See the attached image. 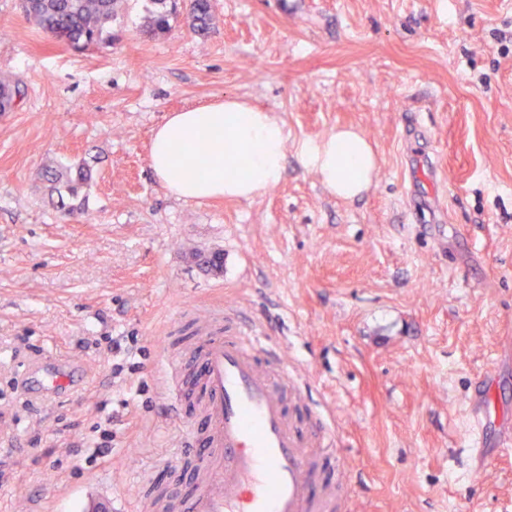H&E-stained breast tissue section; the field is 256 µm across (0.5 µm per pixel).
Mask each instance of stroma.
Returning <instances> with one entry per match:
<instances>
[{"instance_id": "stroma-1", "label": "stroma", "mask_w": 512, "mask_h": 512, "mask_svg": "<svg viewBox=\"0 0 512 512\" xmlns=\"http://www.w3.org/2000/svg\"><path fill=\"white\" fill-rule=\"evenodd\" d=\"M213 5L208 34L182 2L150 38L144 0H127L114 40L79 53L0 0V77L27 87L0 112V512L102 499L138 512L173 482L192 490L194 404L163 376L198 333L191 307L218 304L243 307L305 383V406L334 415L354 512H512V455L497 446L512 430V350L499 347L512 330V6ZM229 96L284 122V178L252 200L168 194L148 162L154 131ZM339 126L378 162L350 202L299 159ZM79 163L93 178L73 214L45 171ZM214 252L217 271L202 262ZM117 336L132 354L111 353ZM45 357L78 360L84 384L31 399L22 370ZM485 379L497 419L474 451L462 428Z\"/></svg>"}]
</instances>
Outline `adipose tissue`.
<instances>
[{
	"mask_svg": "<svg viewBox=\"0 0 512 512\" xmlns=\"http://www.w3.org/2000/svg\"><path fill=\"white\" fill-rule=\"evenodd\" d=\"M207 153L195 174L177 179L172 170L199 139ZM287 133L264 108L235 97L167 116L149 147V163L167 192L184 199L250 200L266 193L285 174ZM303 165L316 172L334 196L351 201L366 191L377 171V158L356 129L336 128L305 142Z\"/></svg>",
	"mask_w": 512,
	"mask_h": 512,
	"instance_id": "adipose-tissue-1",
	"label": "adipose tissue"
}]
</instances>
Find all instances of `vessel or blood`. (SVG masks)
I'll return each mask as SVG.
<instances>
[{"mask_svg": "<svg viewBox=\"0 0 512 512\" xmlns=\"http://www.w3.org/2000/svg\"><path fill=\"white\" fill-rule=\"evenodd\" d=\"M197 345L170 361V391L182 399L196 392V416L206 424L190 434L198 471L191 496L171 487L146 512H336L338 493L323 477L319 440L328 423L298 428L288 405V368L270 337L234 305L210 310L200 322ZM75 361L45 359L23 381L34 397L65 392ZM489 416L470 409L469 447H481Z\"/></svg>", "mask_w": 512, "mask_h": 512, "instance_id": "1", "label": "vessel or blood"}]
</instances>
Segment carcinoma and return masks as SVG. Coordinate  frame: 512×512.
<instances>
[{
  "instance_id": "cac0c4a2",
  "label": "carcinoma",
  "mask_w": 512,
  "mask_h": 512,
  "mask_svg": "<svg viewBox=\"0 0 512 512\" xmlns=\"http://www.w3.org/2000/svg\"><path fill=\"white\" fill-rule=\"evenodd\" d=\"M152 8L143 30L150 35L171 30L170 20L176 4L169 0H149ZM125 0H27L24 14L43 33L74 51L100 46L111 38L112 20L123 10ZM188 19L192 30L204 35L214 24L212 0H189ZM25 86L20 79L0 81V112H8L23 102ZM46 177L55 189H63L72 198L79 197L92 180V172L81 164L63 170L48 169Z\"/></svg>"
}]
</instances>
